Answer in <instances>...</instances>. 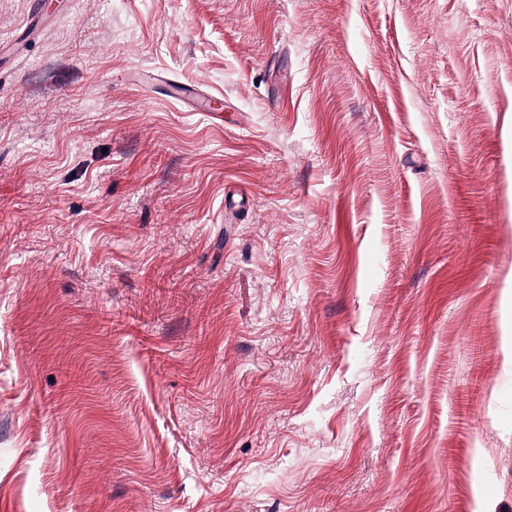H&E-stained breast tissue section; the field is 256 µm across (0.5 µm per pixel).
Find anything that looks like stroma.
I'll return each instance as SVG.
<instances>
[{
    "mask_svg": "<svg viewBox=\"0 0 512 512\" xmlns=\"http://www.w3.org/2000/svg\"><path fill=\"white\" fill-rule=\"evenodd\" d=\"M0 512H512V0H0Z\"/></svg>",
    "mask_w": 512,
    "mask_h": 512,
    "instance_id": "stroma-1",
    "label": "stroma"
}]
</instances>
